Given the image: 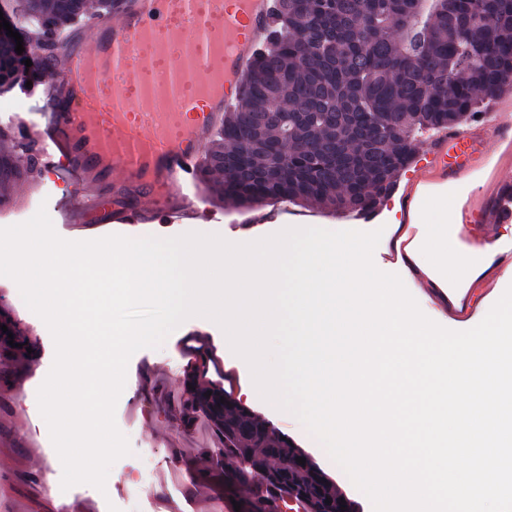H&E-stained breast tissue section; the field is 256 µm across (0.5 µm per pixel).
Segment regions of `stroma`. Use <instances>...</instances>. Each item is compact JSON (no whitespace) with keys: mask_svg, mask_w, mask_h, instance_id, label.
Instances as JSON below:
<instances>
[{"mask_svg":"<svg viewBox=\"0 0 512 512\" xmlns=\"http://www.w3.org/2000/svg\"><path fill=\"white\" fill-rule=\"evenodd\" d=\"M15 196L16 203L0 206V227L25 222L43 206L56 233L67 237L69 230L60 222V211L73 199L69 185L45 174L36 184L17 189ZM216 211L211 226L215 234L232 243L270 236L285 224H345L359 231L379 228L383 235L373 253L374 263L385 272L397 270L383 259L394 231L393 212L385 207L371 221L356 213H335L288 200L254 209L220 205ZM0 307L11 312L22 335L41 349L35 361L0 355V512H108L112 506L119 512H211L210 503L223 487L216 482L195 483L194 476L214 470L209 450L216 447L218 438L205 419H198L188 430L180 416L183 372L198 352L211 355L206 381L236 391L248 380L247 370L225 354L224 333L217 324L188 318L159 348H145L131 357L127 371L136 379L137 389L122 393L115 410L116 424L128 437L131 452L113 464L105 490L79 484L65 491L61 488L62 464L37 402L40 378L54 360L52 336L25 305L15 282L1 277ZM249 411L302 448L353 503L355 512H373L368 498L350 483L318 441L299 428L296 419L275 413L261 399ZM144 453L153 456L155 465L143 496L133 507L127 501L124 478Z\"/></svg>","mask_w":512,"mask_h":512,"instance_id":"obj_1","label":"stroma"}]
</instances>
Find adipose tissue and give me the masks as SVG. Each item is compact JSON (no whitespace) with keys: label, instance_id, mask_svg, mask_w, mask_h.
<instances>
[{"label":"adipose tissue","instance_id":"obj_1","mask_svg":"<svg viewBox=\"0 0 512 512\" xmlns=\"http://www.w3.org/2000/svg\"><path fill=\"white\" fill-rule=\"evenodd\" d=\"M412 252L419 269L437 283L470 280L478 265L491 262L495 256V248L489 244L476 252L456 251L448 242L444 223L431 225L428 232L419 234Z\"/></svg>","mask_w":512,"mask_h":512}]
</instances>
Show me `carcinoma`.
I'll return each instance as SVG.
<instances>
[{"mask_svg":"<svg viewBox=\"0 0 512 512\" xmlns=\"http://www.w3.org/2000/svg\"><path fill=\"white\" fill-rule=\"evenodd\" d=\"M39 39L76 22L117 16L125 0H16ZM275 26L244 77L243 90L201 157L199 181L213 202L252 207L288 199L336 210H374L415 154L418 133L459 126L487 99L512 89V0H277ZM0 36V86L56 74L53 53L31 69ZM11 131L0 129V205L11 190L41 176L17 164ZM0 350L26 354L11 314L0 308ZM13 333L17 347L8 345ZM190 367L181 422L200 417L222 439L216 457L243 465L224 470V497L243 487L247 512H334L340 493L320 470L296 461L298 448ZM330 503H325V500Z\"/></svg>","mask_w":512,"mask_h":512,"instance_id":"1","label":"carcinoma"}]
</instances>
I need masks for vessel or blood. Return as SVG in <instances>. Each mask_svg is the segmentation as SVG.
I'll return each mask as SVG.
<instances>
[{
  "label": "vessel or blood",
  "instance_id": "obj_1",
  "mask_svg": "<svg viewBox=\"0 0 512 512\" xmlns=\"http://www.w3.org/2000/svg\"><path fill=\"white\" fill-rule=\"evenodd\" d=\"M218 27L197 30L195 0H128L118 20L95 17L59 35V79L46 90L48 109L30 120L15 116L17 158L36 150L41 168L80 196L78 207L63 210L62 223L79 230L88 224H182L210 217L196 192L202 152L261 45L274 27L277 0H214ZM167 31L181 43L184 60L163 71L135 46L136 34ZM493 142L498 156L489 166L481 152ZM512 163V113L489 111L465 127L441 130L415 159L402 198L410 206L416 193L458 186L488 172L483 194L469 195L453 236L472 247L501 241L503 258L512 257V240L502 225L512 222V183L501 177ZM131 192L133 204L104 208L105 200ZM479 214L481 227L470 226ZM450 315L463 325L476 323L482 309L466 286L443 292Z\"/></svg>",
  "mask_w": 512,
  "mask_h": 512
}]
</instances>
